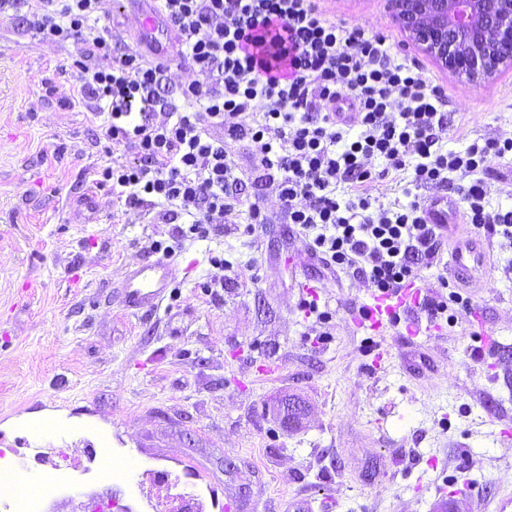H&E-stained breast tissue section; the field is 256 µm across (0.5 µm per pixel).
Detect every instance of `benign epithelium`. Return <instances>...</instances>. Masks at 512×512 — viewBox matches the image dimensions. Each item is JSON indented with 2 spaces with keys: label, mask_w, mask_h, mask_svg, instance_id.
Instances as JSON below:
<instances>
[{
  "label": "benign epithelium",
  "mask_w": 512,
  "mask_h": 512,
  "mask_svg": "<svg viewBox=\"0 0 512 512\" xmlns=\"http://www.w3.org/2000/svg\"><path fill=\"white\" fill-rule=\"evenodd\" d=\"M387 7L426 55L474 86L512 66V0H387Z\"/></svg>",
  "instance_id": "1"
}]
</instances>
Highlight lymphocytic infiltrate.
I'll list each match as a JSON object with an SVG mask.
<instances>
[{"mask_svg": "<svg viewBox=\"0 0 512 512\" xmlns=\"http://www.w3.org/2000/svg\"><path fill=\"white\" fill-rule=\"evenodd\" d=\"M178 39L156 57L114 44L90 26L101 0H33L26 23L51 43L73 42L77 95L102 121L104 139L134 149L126 165L95 170L133 209L187 216L207 237L242 202L231 144L251 148L252 183H276L279 208L247 204L253 224L280 217L312 257L370 290L395 288L437 268L448 288V228L427 223L424 202L376 204L369 163L411 171L410 186L453 191L465 218L512 248V210L492 209L486 177L512 155V137L445 149L447 99L414 61L392 55L382 35L327 19L314 0H155ZM111 59L103 68L99 59ZM183 72L174 91L163 80ZM350 113L349 121L338 118Z\"/></svg>", "mask_w": 512, "mask_h": 512, "instance_id": "1", "label": "lymphocytic infiltrate"}]
</instances>
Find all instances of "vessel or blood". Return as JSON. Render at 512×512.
Returning <instances> with one entry per match:
<instances>
[{
  "mask_svg": "<svg viewBox=\"0 0 512 512\" xmlns=\"http://www.w3.org/2000/svg\"><path fill=\"white\" fill-rule=\"evenodd\" d=\"M139 38L148 45L172 47L174 38L170 30L161 28L155 13L142 14ZM427 221L431 224H449L454 228L449 251V266L456 285L467 288L478 278L492 274L490 253L485 244L460 222L454 201L428 202ZM181 275L179 264L173 258L153 261L126 273L121 282L120 304L131 313L138 314L158 309L166 299L169 288ZM424 291L411 282L401 288L384 292H369L354 314V324L365 335L374 338V355L370 372H377L387 355L381 339L386 332H406L408 337L430 335L439 325L428 315L423 305ZM472 341L468 360L477 367H485L489 360L502 357L504 349L484 322H477L469 331ZM70 430L60 424L40 431L30 429L29 451L17 456L12 473L22 486L40 489L38 498L13 496L0 500V512H41L42 502L53 499L62 479L49 447L54 442L70 438ZM112 477L132 485L146 504H154L162 491L178 483L171 471L158 468L145 461L139 452L114 458ZM216 500L205 499L194 492L180 495L177 512H214Z\"/></svg>",
  "mask_w": 512,
  "mask_h": 512,
  "instance_id": "b4317fda",
  "label": "vessel or blood"
}]
</instances>
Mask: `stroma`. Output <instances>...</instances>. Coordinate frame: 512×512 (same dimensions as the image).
Returning <instances> with one entry per match:
<instances>
[{
  "instance_id": "obj_1",
  "label": "stroma",
  "mask_w": 512,
  "mask_h": 512,
  "mask_svg": "<svg viewBox=\"0 0 512 512\" xmlns=\"http://www.w3.org/2000/svg\"><path fill=\"white\" fill-rule=\"evenodd\" d=\"M327 16L386 36L393 54L419 64L448 98L445 147L512 131V67L473 86L422 54L392 21L385 0H317ZM0 29V417L43 410L98 423L111 448H136L178 471L190 457L230 512H288L294 494L331 512H429L444 483L486 497L512 489V437L485 422L475 395L512 413V354L491 382L466 365L467 321L414 340L387 337L383 369L368 374L371 342L352 318L367 286L333 277L287 225L247 233L245 211L209 238L179 241L180 223H149L84 174L106 160L133 161L108 145L76 84L73 43L41 40L23 23ZM55 86L46 96L43 78ZM176 247L180 294L131 315L117 287L127 269ZM232 263L220 296L203 284L211 257ZM491 281L474 302L512 347V250H494ZM314 275L324 319L300 305L298 264ZM308 406L304 425H278L283 399ZM468 449L459 462L460 449ZM233 456L235 469L224 466ZM44 512L113 499L143 512L126 487L96 469L72 473Z\"/></svg>"
}]
</instances>
